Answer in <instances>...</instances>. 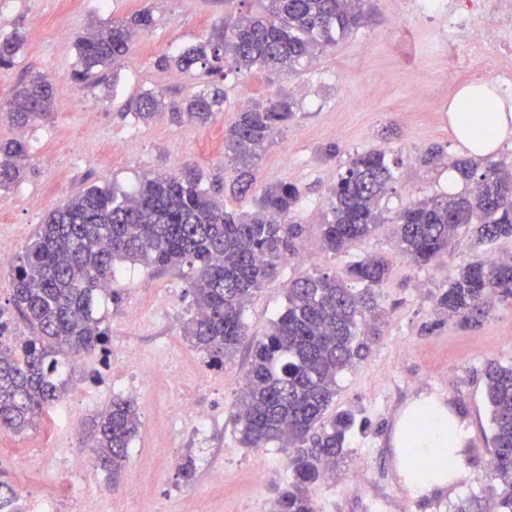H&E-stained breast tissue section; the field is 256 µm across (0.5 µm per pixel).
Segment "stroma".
I'll list each match as a JSON object with an SVG mask.
<instances>
[{"instance_id": "35a3bbf8", "label": "stroma", "mask_w": 512, "mask_h": 512, "mask_svg": "<svg viewBox=\"0 0 512 512\" xmlns=\"http://www.w3.org/2000/svg\"><path fill=\"white\" fill-rule=\"evenodd\" d=\"M366 26L316 53L295 72L226 71L220 82L228 93L223 110L207 125L176 124L161 115L148 123L128 114L127 104L145 91L178 100L196 91L207 77L200 68L163 69L161 57L181 53L208 37L224 20V0H9L0 8V36L20 30L27 42L17 63L0 68V100L29 73L68 82L70 93L57 96L51 122L18 128L0 122V138L26 144L30 158L24 180L0 195V231L17 241L22 255L48 207L67 202L92 185L132 189L146 174L183 167L198 169L205 182L229 180L224 159V127L236 111L266 103L277 95L295 96V119L281 128L257 167L253 198H225L228 209L250 212L256 196L278 183L300 188L297 219L304 232L299 251L304 260L285 265L248 304L245 320L262 331L285 303L288 282L311 272L344 275L350 261L385 256L390 275L378 299L382 334L369 356L340 382L335 407L351 408L366 419L337 462L332 475L313 487L317 512H490V428L483 394L487 362L512 365V305L499 304L479 325L461 326L434 311L433 296L473 256L472 243L460 237L437 262L418 267L397 248L389 221L412 200L448 189V163L465 156L448 118V105L461 88L483 76L473 62L455 82L442 79L446 13L400 10L396 0H370ZM150 9L153 28L139 32L129 56L115 67L111 84L94 88L72 82L79 33L111 18ZM66 38H59V31ZM423 87L415 95L414 87ZM383 151L399 164V176L384 197L388 219L374 235L349 252L324 248L321 226L331 217L329 191L355 154ZM440 157L426 162L430 151ZM47 196V207L30 200ZM192 271L156 270L130 263L114 281L122 300L104 303L101 317L112 344H127L145 358L165 350L182 361L184 378L174 385L166 374L131 390L134 370L112 365V391L133 396L141 425L119 480L100 472L94 488L96 512H273L274 490L287 484V453L279 448H243L236 441L230 410L243 383L247 348L223 367L207 366L203 354L182 334L193 314L189 288ZM138 312L130 321V312ZM445 399L451 416L464 423L462 469L430 496L415 497L400 472V428L423 399ZM190 401L210 410L211 424L198 433L191 419L166 454H158V429L177 403ZM51 422L18 435L0 430V476L16 491L35 486L56 489L55 464H45L30 482L23 460L48 448ZM197 460L193 480L178 473L186 455ZM154 472L139 501L126 503L123 492L139 468ZM224 480H210L212 470ZM264 474L255 482L254 474Z\"/></svg>"}]
</instances>
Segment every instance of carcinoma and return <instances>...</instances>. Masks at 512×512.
<instances>
[{"mask_svg":"<svg viewBox=\"0 0 512 512\" xmlns=\"http://www.w3.org/2000/svg\"><path fill=\"white\" fill-rule=\"evenodd\" d=\"M262 2L259 12L240 16L160 64L199 67L221 78L226 68L293 70L370 16L368 0ZM153 24L152 13L143 9L77 37L76 79L87 85L105 81L104 70L128 56L133 35ZM24 44L17 31L0 37V68L13 66ZM54 100L53 84L32 73L0 102V119L18 126L46 122ZM223 103V90L207 84L169 103L144 93L131 110L142 122L166 109L174 120L204 125ZM295 115L286 97L237 112L224 129L233 195H249L261 152ZM27 160L22 141L0 139V192L21 181ZM397 165L383 151L350 160L331 191V220L322 225L327 250L345 253L386 223L380 202L396 181ZM451 167L468 191L414 200L396 217L397 247L416 266L436 261L461 233H475L480 244L512 238V165L488 161L481 167L461 158ZM300 200L297 186L281 184L263 192L256 211L236 214L203 185L201 172L187 169L146 175L133 192L91 186L50 210L11 269L12 302L31 335L0 346V429L22 434L37 428L67 391L63 365L107 348L110 333L97 316V299L102 286L116 278L118 264L160 270L187 265L193 269L195 313L183 336L190 345L208 365L221 368L251 338L246 379L230 411L237 442L287 451L290 480L277 489L275 512H316L311 488L346 451L357 425L351 409L328 411L340 379L366 358L379 336L375 310L390 265L383 256L369 255L350 263L344 279L328 273L295 278L283 310L263 332L248 333L244 311L252 296L298 254ZM511 299L512 254L492 262L478 258L436 295L435 312L472 326L494 303ZM484 375L497 508L512 512V366L491 361ZM442 425L448 438L444 447L419 456L420 476L454 453V427L449 420ZM139 427L136 401L122 395L112 397L92 423L91 452L114 482Z\"/></svg>","mask_w":512,"mask_h":512,"instance_id":"obj_1","label":"carcinoma"}]
</instances>
